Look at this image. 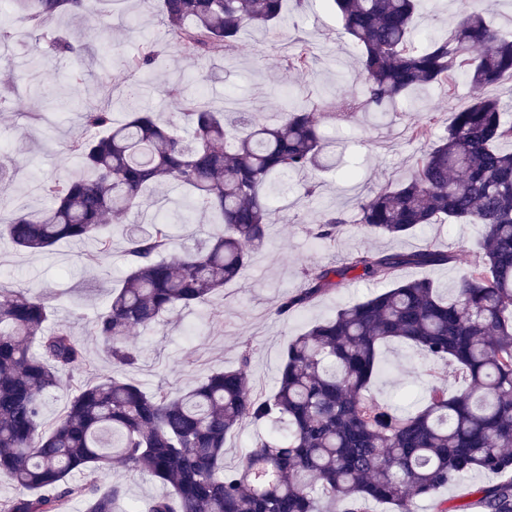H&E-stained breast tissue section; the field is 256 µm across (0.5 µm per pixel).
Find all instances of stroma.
Instances as JSON below:
<instances>
[{
	"instance_id": "stroma-1",
	"label": "stroma",
	"mask_w": 512,
	"mask_h": 512,
	"mask_svg": "<svg viewBox=\"0 0 512 512\" xmlns=\"http://www.w3.org/2000/svg\"><path fill=\"white\" fill-rule=\"evenodd\" d=\"M477 5L498 30L512 33V0H423L415 16L419 38L447 33ZM98 11L106 32L102 41L87 36L89 24L82 16L66 15L57 22L79 41L81 50L64 59L50 54L41 57L42 77L65 103L64 108L49 111L46 121L35 120L39 105L23 93L31 79L29 70L14 65L0 48V88L18 90L0 103V160L19 162L13 181L0 187V214L10 215L20 207H48L51 197L35 191V184L81 174L80 165L67 150L69 142L84 132L80 114L86 106L100 104L106 91H119L130 79L124 61L143 37H156L162 51L163 62L154 73L147 100L159 106L166 118L174 117L175 112L162 106L160 92L175 74L188 78L190 93L205 92L216 103L228 97L253 102L268 123L279 118L283 90H291L303 100L338 105L362 90L357 52L338 15L326 10L321 0H286L280 28L243 27L237 49L204 65L177 54L158 18L139 14L135 0H100ZM300 42L310 46L312 70L285 71L286 49ZM472 95L466 73L460 72L450 85L418 92L391 112L352 119L340 114L324 117L322 126L333 139L336 163L353 169V178L338 180L309 170L289 181L285 192L288 205L280 210L282 219L271 226L267 244L253 251L240 279L205 304L173 311L158 324L134 331L130 342L139 351V361L136 368L126 370V377L148 392L162 385L178 393L191 389L212 371L237 366L244 358L253 387L268 392L278 378L289 340L314 322L333 316L339 307L383 290L382 282L355 277L340 282L308 306L277 314L282 297L302 287L303 268L338 263L355 251L409 253L432 247L449 252L453 256L450 263L406 267L400 275L430 278L442 294H452L475 260L478 226L437 224L404 238L369 239L356 225L357 202L411 173L416 158L430 146L429 140L413 136L415 126L429 124L432 137L439 136L451 112L466 105ZM309 185L316 191L308 196L304 189ZM327 210L342 214L346 225L335 241L321 243L308 229ZM123 226L108 222L112 250L106 255L93 243L70 241L59 242L44 254H28L16 251L8 237L0 236V286L45 298L55 320L71 325L85 351L84 365L45 395L43 428H50L63 415L80 386L116 373L103 355L93 323L125 271ZM215 230L209 211L190 205L172 225L171 255L180 254L195 238ZM381 363L372 391L389 398L406 390L418 359L412 348L390 342L381 350ZM495 481V476L486 472L468 475L461 484L440 489L436 499L420 500L418 510L435 512L434 502L441 499L453 512H477L471 505L473 490ZM115 482L124 486L126 502L134 512H144L154 497L166 491L155 479L117 463L100 478L104 487Z\"/></svg>"
}]
</instances>
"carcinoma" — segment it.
Masks as SVG:
<instances>
[{
    "mask_svg": "<svg viewBox=\"0 0 512 512\" xmlns=\"http://www.w3.org/2000/svg\"><path fill=\"white\" fill-rule=\"evenodd\" d=\"M12 2L14 26L44 28L65 13L98 18L99 0ZM327 2L360 51L367 110L383 112L466 67L475 88L470 102L451 113L408 179L359 203L357 225L367 237L402 238L429 224H475L477 260L450 298L426 277L399 279L405 267L453 259L433 248L360 250L338 265L307 267L305 287L285 297L278 313L358 271L389 287L289 341L272 392L254 390L245 359L181 395L107 378L80 388L44 432L43 396L83 365L84 348L68 324L49 325L43 298L0 287V474L22 489L0 500V512H65L75 500L86 502V512H127L120 507L122 485L103 491L98 484L114 461L170 487L147 512H325L338 501L344 512H370L373 504L416 512L417 500L474 471L497 477L479 490L482 512H512V152L498 148L512 141V121L497 98L483 93L512 76V38L474 9L448 35L419 44L414 16L421 0ZM159 7L176 52L197 60L233 50L243 25L274 29L283 15V0H160ZM43 41L60 58L80 50L54 31ZM0 46L20 47L31 59L42 54L40 41L19 39L4 23ZM159 58L157 44L145 39L126 65L145 72ZM310 59L305 46L284 57L287 68L300 71ZM146 91V83L134 81L106 106L86 107L83 123L94 134L74 140L70 153L93 177L39 185L54 195L53 204L6 223L22 251L44 252L68 240L91 241L106 254V218L143 207L149 185L177 183L219 214L223 232L170 259L164 258L172 241L167 219L126 225V274L95 322L106 356L123 368L138 362L130 333L203 304L236 280L277 223L273 195L289 176L331 165L332 154L321 131L322 103L290 98L275 125L260 124L249 112L228 122L225 113L187 97L180 79L165 96L184 110L185 135L141 104ZM115 104L128 109L121 124L112 119ZM345 224L325 213L312 237L332 241ZM394 340L424 360L428 384L419 399L411 390L396 401L372 393L379 348ZM439 360L462 373L452 396L430 366ZM246 423L268 433L228 466L225 439Z\"/></svg>",
    "mask_w": 512,
    "mask_h": 512,
    "instance_id": "obj_1",
    "label": "carcinoma"
}]
</instances>
